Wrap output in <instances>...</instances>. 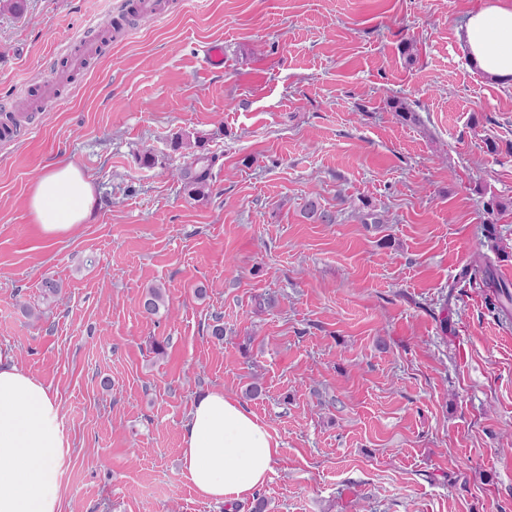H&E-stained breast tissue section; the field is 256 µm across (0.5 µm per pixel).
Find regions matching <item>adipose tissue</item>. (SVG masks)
I'll list each match as a JSON object with an SVG mask.
<instances>
[{"label": "adipose tissue", "mask_w": 512, "mask_h": 512, "mask_svg": "<svg viewBox=\"0 0 512 512\" xmlns=\"http://www.w3.org/2000/svg\"><path fill=\"white\" fill-rule=\"evenodd\" d=\"M462 49L491 79L512 77V6L492 0L469 15ZM94 189L75 164L53 165L34 182L27 208L49 239L91 223ZM70 442L49 389L0 354V512H61ZM279 454L268 428L223 389L199 397L183 425L181 475L206 500H244L265 484Z\"/></svg>", "instance_id": "obj_1"}]
</instances>
